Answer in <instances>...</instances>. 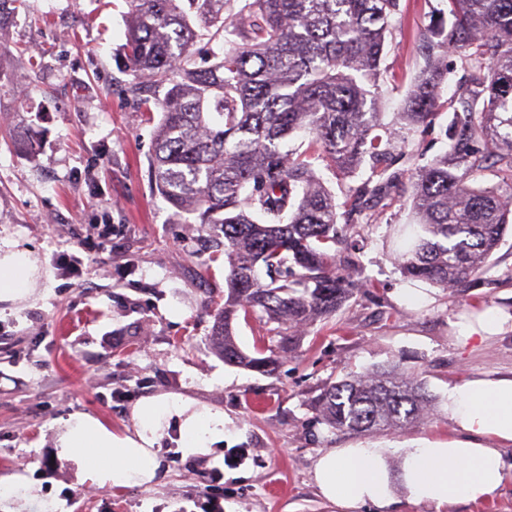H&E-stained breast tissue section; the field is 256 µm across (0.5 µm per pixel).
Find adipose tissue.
I'll return each instance as SVG.
<instances>
[{
  "instance_id": "1",
  "label": "adipose tissue",
  "mask_w": 512,
  "mask_h": 512,
  "mask_svg": "<svg viewBox=\"0 0 512 512\" xmlns=\"http://www.w3.org/2000/svg\"><path fill=\"white\" fill-rule=\"evenodd\" d=\"M37 271L28 250L0 238V301L27 295ZM445 410L458 426L459 438L444 446L401 449L397 473H390L382 448H333L323 453L314 469L321 496L340 512L364 504L385 512L400 495L439 506L492 499L512 479V467H506L499 449L512 443V378H480L449 387ZM133 418V433L118 435L92 417H71L59 446L75 456L89 451L93 480L119 487L154 479V446L169 421L178 425L186 456L209 454L212 444L224 437L223 412L167 394L138 402ZM476 435L497 440V447L474 444Z\"/></svg>"
}]
</instances>
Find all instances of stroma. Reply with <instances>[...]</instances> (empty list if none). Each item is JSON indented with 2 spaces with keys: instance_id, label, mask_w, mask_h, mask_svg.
Masks as SVG:
<instances>
[{
  "instance_id": "35a3bbf8",
  "label": "stroma",
  "mask_w": 512,
  "mask_h": 512,
  "mask_svg": "<svg viewBox=\"0 0 512 512\" xmlns=\"http://www.w3.org/2000/svg\"><path fill=\"white\" fill-rule=\"evenodd\" d=\"M443 0H397L380 77L368 88L384 124L398 114L424 64L422 44ZM127 0H22L4 27L0 110L41 132L36 156L0 137V235L31 249V293L0 301V479L17 488L0 512H332L313 479L318 457L352 445L444 444L456 426L443 411L395 433H336L314 409L329 384L391 363L419 373L430 394L476 378L512 377V330L459 344L471 310L512 315V231L479 286L442 290L406 279L390 227L412 223L408 195L365 204L348 234L355 292L335 316L299 332L274 372L225 364L210 340L224 304V256L202 225L177 220L152 186L149 158L159 110L129 90ZM451 112L401 129L390 169L402 183L448 149ZM78 254L89 280L60 272ZM174 394L223 412V441L184 456L177 424L156 446L154 480L102 486L58 446L74 415L117 434L134 406ZM222 478L208 480L213 469ZM390 512H512V481L490 500L436 506L399 500Z\"/></svg>"
}]
</instances>
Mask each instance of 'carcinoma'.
<instances>
[{
  "mask_svg": "<svg viewBox=\"0 0 512 512\" xmlns=\"http://www.w3.org/2000/svg\"><path fill=\"white\" fill-rule=\"evenodd\" d=\"M130 0L125 59L137 96L143 81L165 89L156 105L149 175L174 216L208 226L227 263L224 307L211 340L224 362L270 373L264 341L243 352L235 324L256 318L279 334L336 313L353 296L342 254L360 199H388L398 177L384 165L392 132L367 83L380 72L397 0ZM450 29L431 31L430 50L399 117L431 122L448 82V54L471 78L446 103L449 149L411 184L415 223L394 229L401 273L439 288H468L500 245L512 207V0H447ZM224 42L206 65L201 39ZM308 132L293 154L281 143ZM371 178L345 205L316 175L324 161L346 177L364 161ZM493 168L500 182L477 179ZM425 383L392 367L327 387L315 409L337 432L398 431L432 412Z\"/></svg>",
  "mask_w": 512,
  "mask_h": 512,
  "instance_id": "carcinoma-1",
  "label": "carcinoma"
}]
</instances>
